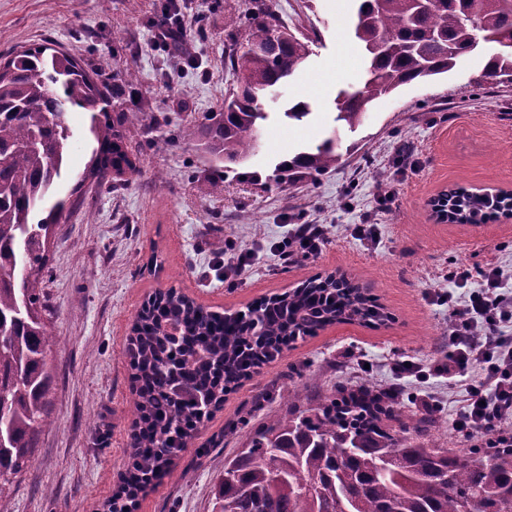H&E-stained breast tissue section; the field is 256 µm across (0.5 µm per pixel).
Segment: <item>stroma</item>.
<instances>
[{
    "label": "stroma",
    "instance_id": "35a3bbf8",
    "mask_svg": "<svg viewBox=\"0 0 512 512\" xmlns=\"http://www.w3.org/2000/svg\"><path fill=\"white\" fill-rule=\"evenodd\" d=\"M266 2L315 42L278 100L264 103L271 117L259 148L239 166L259 173V181L230 177L217 185L208 157L176 132L223 105L234 84L224 17L245 14L250 0H190V60L178 65L153 41L164 0H112L106 10L99 0H0L1 54L53 41L107 83L121 84L135 69L132 89L111 107L133 106L160 122L157 133H129L137 174L119 191H86L51 240L44 291L57 336L48 352L52 424L7 503L10 512H103L131 461V324L150 297L171 288L200 305L243 312L262 297L336 274L373 295L388 319L332 324L284 348L225 394L170 472L140 495L135 512H213L224 461L248 434L238 420L248 415L258 423L284 409L276 400L252 411L250 398L259 391L299 390L316 376L329 384L397 385L446 419L458 409L462 391L447 377L419 383L393 373L390 362L447 360L448 307L430 295L437 288L459 293L444 278L448 269H512V219L438 223L428 205L443 190L512 188V85L479 82L488 58L480 48L448 76L379 101L356 131L336 128L337 90L363 84L362 49L348 34L356 0ZM302 97L309 118L281 120L279 111ZM65 119L75 139L57 186L62 198L86 170L92 148L88 113L74 110ZM331 135L343 155L335 169L285 190L266 183L276 160ZM308 223L326 228L318 257L287 265L269 252V242ZM355 224L377 225V248L352 237ZM219 236L233 240L235 250L214 255L209 243ZM241 252L251 253V265L227 283L224 266Z\"/></svg>",
    "mask_w": 512,
    "mask_h": 512
}]
</instances>
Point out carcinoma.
Returning <instances> with one entry per match:
<instances>
[{
    "label": "carcinoma",
    "instance_id": "1",
    "mask_svg": "<svg viewBox=\"0 0 512 512\" xmlns=\"http://www.w3.org/2000/svg\"><path fill=\"white\" fill-rule=\"evenodd\" d=\"M244 41L229 57L237 85L220 112L179 130L188 142H209L213 175L225 177L256 149L269 119L263 98L309 56L314 39L288 32L253 0ZM352 36L364 50L363 87L335 98L334 122L353 132L377 100L399 88L451 72L483 41L495 47L481 78L512 84V0H359ZM108 88L52 42L13 51L0 61V512L26 469L40 433L51 424L46 353L56 336L44 318L49 234L66 203L54 190L74 133L65 113H90L97 147L79 186L112 180L117 188L137 172L127 131L155 118L129 109L110 113ZM342 159L328 137L274 166L266 181L279 188L313 179ZM464 217L487 216L476 194L458 196ZM376 300L333 275H317L245 312L210 311L170 288L137 314L128 355L133 401L132 467L112 501H133L172 459L206 416L251 369L274 357L296 335L330 324L382 322ZM396 388L336 385L322 391L313 378L280 396L285 410L252 428L241 451L224 461L215 505L220 512H512V447L472 443L458 455L436 443L448 423L425 407L406 415L432 437L424 445L383 428L402 413Z\"/></svg>",
    "mask_w": 512,
    "mask_h": 512
}]
</instances>
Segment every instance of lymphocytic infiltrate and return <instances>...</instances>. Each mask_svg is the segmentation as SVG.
Returning <instances> with one entry per match:
<instances>
[{
  "mask_svg": "<svg viewBox=\"0 0 512 512\" xmlns=\"http://www.w3.org/2000/svg\"><path fill=\"white\" fill-rule=\"evenodd\" d=\"M191 24L192 17L182 13L180 0H167L153 39L182 56ZM480 275V288L457 300L441 291L435 294L438 302L447 304L452 323L448 360L435 371L464 379L463 404L450 420L449 431L497 439L512 420V339L501 334L502 326L512 322V291L505 287L501 267L487 266Z\"/></svg>",
  "mask_w": 512,
  "mask_h": 512,
  "instance_id": "obj_1",
  "label": "lymphocytic infiltrate"
}]
</instances>
